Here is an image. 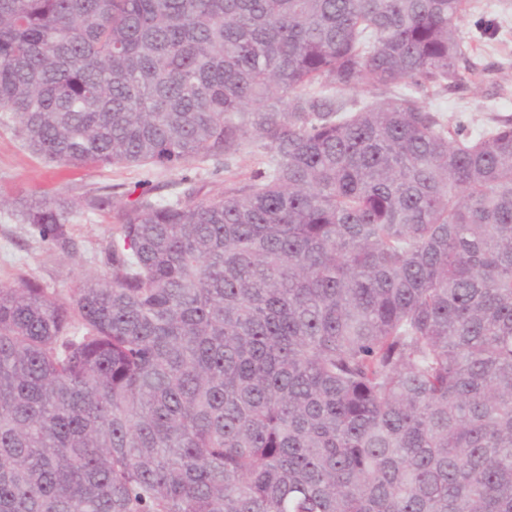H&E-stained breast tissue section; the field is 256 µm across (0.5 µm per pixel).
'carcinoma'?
I'll list each match as a JSON object with an SVG mask.
<instances>
[{"mask_svg":"<svg viewBox=\"0 0 512 512\" xmlns=\"http://www.w3.org/2000/svg\"><path fill=\"white\" fill-rule=\"evenodd\" d=\"M469 0H0V112L75 168L219 161L217 199L41 198L66 298L0 285V512H512V121ZM402 90L376 102L342 95ZM476 5L462 32L465 38L476 34L474 22L495 18L497 33L491 41H480L471 62L484 79L476 87L445 91L424 98L430 110H438L441 120L454 125L464 123L479 132L491 125L493 118L512 117V0H470Z\"/></svg>","mask_w":512,"mask_h":512,"instance_id":"cac0c4a2","label":"carcinoma"}]
</instances>
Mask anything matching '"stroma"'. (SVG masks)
Returning a JSON list of instances; mask_svg holds the SVG:
<instances>
[{"instance_id": "obj_1", "label": "stroma", "mask_w": 512, "mask_h": 512, "mask_svg": "<svg viewBox=\"0 0 512 512\" xmlns=\"http://www.w3.org/2000/svg\"><path fill=\"white\" fill-rule=\"evenodd\" d=\"M472 23L464 36L475 35L474 20L495 19L494 39L480 43L471 58L484 79L479 85L425 97L430 110L444 122L464 123L477 132L494 117H512V0H473ZM269 151L254 141L232 158L214 164L195 161L178 167H89L75 169L49 163L25 148L13 126L0 123V285H12L17 274L38 281L53 297L67 296L86 273L103 272L98 261L102 247L112 236L111 218L78 210L70 222L83 260L71 263L59 250L39 239L28 225L19 223L16 212L28 199L56 194L79 200L102 187H111L117 201L127 202L144 192L156 199L181 194L183 176L202 189L203 199L219 197L232 183L263 171Z\"/></svg>"}]
</instances>
